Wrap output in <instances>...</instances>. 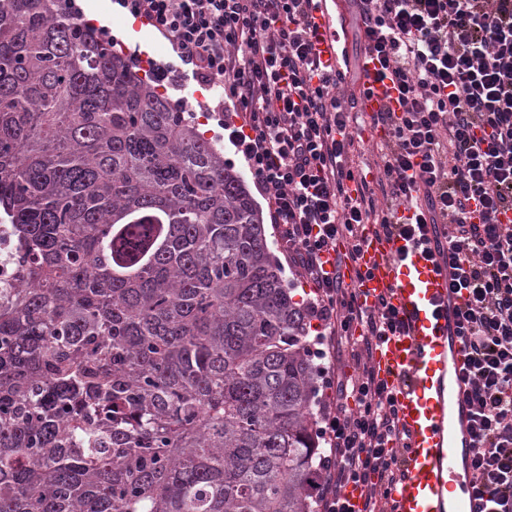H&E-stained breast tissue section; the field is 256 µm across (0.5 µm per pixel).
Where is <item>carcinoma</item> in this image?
I'll list each match as a JSON object with an SVG mask.
<instances>
[{"label":"carcinoma","instance_id":"carcinoma-1","mask_svg":"<svg viewBox=\"0 0 512 512\" xmlns=\"http://www.w3.org/2000/svg\"><path fill=\"white\" fill-rule=\"evenodd\" d=\"M66 2H0V512H315L318 365L262 213ZM0 288H23L15 255V242L7 225L0 226Z\"/></svg>","mask_w":512,"mask_h":512}]
</instances>
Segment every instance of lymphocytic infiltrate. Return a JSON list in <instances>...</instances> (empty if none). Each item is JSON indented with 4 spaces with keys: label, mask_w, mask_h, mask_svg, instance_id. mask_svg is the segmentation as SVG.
<instances>
[{
    "label": "lymphocytic infiltrate",
    "mask_w": 512,
    "mask_h": 512,
    "mask_svg": "<svg viewBox=\"0 0 512 512\" xmlns=\"http://www.w3.org/2000/svg\"><path fill=\"white\" fill-rule=\"evenodd\" d=\"M116 2L171 45L176 59L156 64L158 83L218 88L212 110L231 113L229 141L281 249L314 287L329 396L318 411L327 451L316 512H351V485L361 512H387L402 475L396 409L372 359L405 323L387 302L364 308L340 274L368 224L409 242L446 225L451 287L465 296L456 325L473 406V512H512V223L498 220L512 212V0H350L365 52L398 92L396 108L373 118L390 150L372 182L349 163L357 115L344 74L312 51L314 0Z\"/></svg>",
    "instance_id": "1"
}]
</instances>
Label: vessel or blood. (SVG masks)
<instances>
[{
    "instance_id": "vessel-or-blood-1",
    "label": "vessel or blood",
    "mask_w": 512,
    "mask_h": 512,
    "mask_svg": "<svg viewBox=\"0 0 512 512\" xmlns=\"http://www.w3.org/2000/svg\"><path fill=\"white\" fill-rule=\"evenodd\" d=\"M314 44L322 60L338 62L342 20L318 0L312 12ZM362 92L358 111L365 116L394 105L397 93L380 78L374 57L362 60ZM442 227L430 228L426 239L409 243L366 228L357 266L344 276L362 304L386 299L406 321V333L381 340L374 351L377 378L391 393L398 426L407 436L401 454L405 477L390 487L389 512H442L448 497L462 493L473 507L476 473L471 466V407L461 380L466 365L456 334L457 293L449 287L448 267L438 256L445 247ZM406 260H399L400 252ZM364 278H357V271Z\"/></svg>"
}]
</instances>
